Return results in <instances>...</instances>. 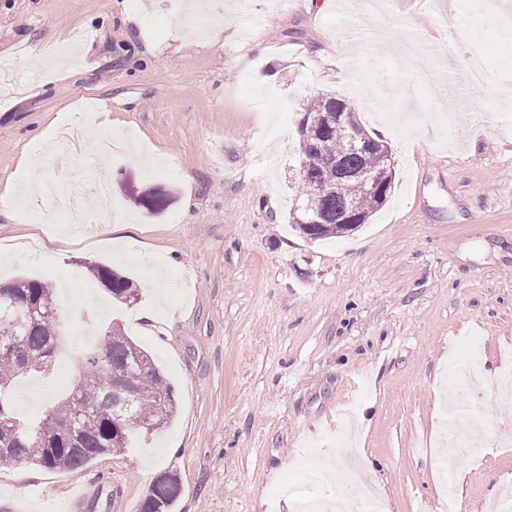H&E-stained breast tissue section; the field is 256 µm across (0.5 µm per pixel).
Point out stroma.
Returning a JSON list of instances; mask_svg holds the SVG:
<instances>
[{
    "label": "stroma",
    "mask_w": 512,
    "mask_h": 512,
    "mask_svg": "<svg viewBox=\"0 0 512 512\" xmlns=\"http://www.w3.org/2000/svg\"><path fill=\"white\" fill-rule=\"evenodd\" d=\"M185 2L0 0V191L86 105L107 102L129 146L98 157L106 190L68 218L66 240L40 222V194L0 209V248L15 252L0 284L48 283L62 321L51 374L18 379L15 410L39 421L81 351L116 325L177 402L170 424L134 432L122 455L73 472L0 467V512H139L166 471L183 484L172 512H299L284 490L323 458L376 487L384 512H440L442 378L474 338L479 388L459 403L481 431L457 454V505L486 512L512 491V410L494 395L512 369V93L501 84L512 0H387L370 19L309 0H209L195 32ZM407 35L459 68L496 46L481 91L443 83L466 111L449 118L434 102L441 60L422 73L387 50ZM339 36L355 48L336 67L323 55ZM33 43L50 57L30 60ZM257 71L270 83L255 87ZM326 94L390 143L396 177L369 224L312 242L288 212L303 109ZM157 189L172 197L158 214L136 201ZM121 223L132 249L165 258L164 295L152 264L115 262ZM93 264L129 278L138 303L112 302Z\"/></svg>",
    "instance_id": "obj_1"
}]
</instances>
